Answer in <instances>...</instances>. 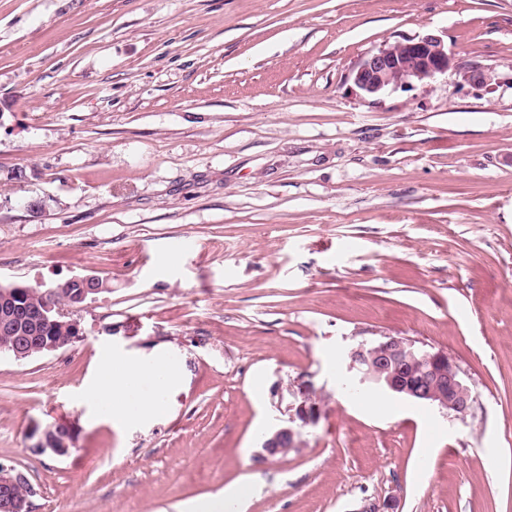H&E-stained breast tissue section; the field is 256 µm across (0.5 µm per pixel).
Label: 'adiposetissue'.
<instances>
[{"label": "adipose tissue", "instance_id": "1", "mask_svg": "<svg viewBox=\"0 0 512 512\" xmlns=\"http://www.w3.org/2000/svg\"><path fill=\"white\" fill-rule=\"evenodd\" d=\"M99 380L88 390L89 400L108 416L127 426L154 420L162 411L163 396L181 375L169 367L162 352L120 354L102 364ZM249 490L233 483L221 494L179 504L177 512H241Z\"/></svg>", "mask_w": 512, "mask_h": 512}]
</instances>
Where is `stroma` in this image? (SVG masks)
Listing matches in <instances>:
<instances>
[{"instance_id": "35a3bbf8", "label": "stroma", "mask_w": 512, "mask_h": 512, "mask_svg": "<svg viewBox=\"0 0 512 512\" xmlns=\"http://www.w3.org/2000/svg\"><path fill=\"white\" fill-rule=\"evenodd\" d=\"M441 36L437 81L359 62ZM485 75L483 87L468 71ZM93 275L85 336L0 358V462L32 512H512V0H0V282ZM447 351L463 418L371 386L348 350ZM183 367L153 425L88 415L104 357ZM314 399L299 447L262 443ZM72 429L58 457L42 429ZM452 57L440 36L427 34L402 39L368 55L353 71V82L363 93L377 95L431 83L448 73ZM248 493L249 490L245 485L233 483L224 487V491L219 495L179 504L176 510L178 512H238L244 506Z\"/></svg>"}]
</instances>
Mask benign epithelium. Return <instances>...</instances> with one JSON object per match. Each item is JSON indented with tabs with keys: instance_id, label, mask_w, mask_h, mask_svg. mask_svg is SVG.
Returning a JSON list of instances; mask_svg holds the SVG:
<instances>
[{
	"instance_id": "7a95c632",
	"label": "benign epithelium",
	"mask_w": 512,
	"mask_h": 512,
	"mask_svg": "<svg viewBox=\"0 0 512 512\" xmlns=\"http://www.w3.org/2000/svg\"><path fill=\"white\" fill-rule=\"evenodd\" d=\"M452 57L443 39L427 34L402 39L368 55L353 71V82L363 93L377 95L388 90L406 89L415 83H431L448 73ZM104 288L96 276L72 277L41 291L22 283H0V337L8 338L0 346L16 361L35 355L58 352L84 337L77 319L68 317L66 307L79 308ZM34 295L40 305L29 310L25 320L17 318L20 301ZM67 319L69 332L63 336H30L23 322L53 326ZM350 365L359 374V384L384 383L390 392L433 405L455 417H464L475 399L471 388L460 375L457 362L442 350L416 346L415 341L401 336H387L380 341L378 353L367 355V344L360 343L349 352ZM417 362L416 380L402 376L399 362ZM297 432L284 427L273 432L263 443L267 454L292 447ZM74 445L71 430L63 426L48 427L36 445L39 451L65 456ZM34 489L27 476L0 463V512H31ZM357 512H398L395 498L371 502L364 500Z\"/></svg>"
}]
</instances>
